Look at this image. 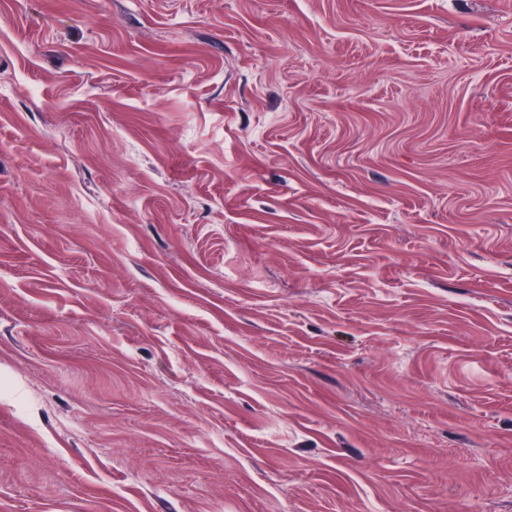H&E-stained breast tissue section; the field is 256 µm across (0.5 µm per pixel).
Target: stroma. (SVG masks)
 <instances>
[{"label": "stroma", "mask_w": 512, "mask_h": 512, "mask_svg": "<svg viewBox=\"0 0 512 512\" xmlns=\"http://www.w3.org/2000/svg\"><path fill=\"white\" fill-rule=\"evenodd\" d=\"M0 512H512V0H0Z\"/></svg>", "instance_id": "obj_1"}]
</instances>
